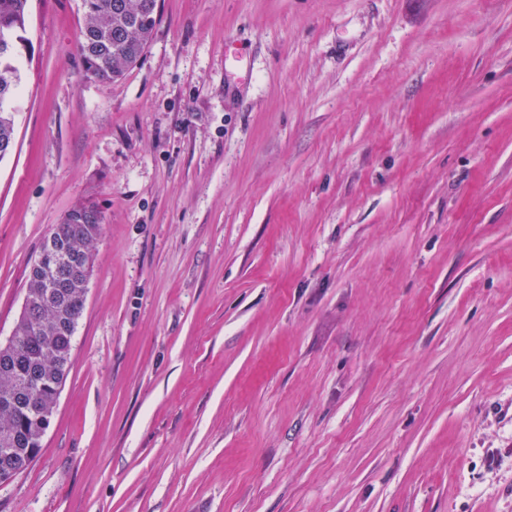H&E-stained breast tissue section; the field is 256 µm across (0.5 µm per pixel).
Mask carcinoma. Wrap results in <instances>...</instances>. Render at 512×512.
<instances>
[{"instance_id": "carcinoma-1", "label": "carcinoma", "mask_w": 512, "mask_h": 512, "mask_svg": "<svg viewBox=\"0 0 512 512\" xmlns=\"http://www.w3.org/2000/svg\"><path fill=\"white\" fill-rule=\"evenodd\" d=\"M29 0H0V150L13 149L11 103L20 83V47ZM84 23L77 51L87 73L105 83L121 79L142 59L158 20V0H81ZM104 215L74 206L55 224L30 267L22 312L13 336L0 344V470L25 473L41 448L72 360L94 251Z\"/></svg>"}]
</instances>
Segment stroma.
Masks as SVG:
<instances>
[{"label":"stroma","mask_w":512,"mask_h":512,"mask_svg":"<svg viewBox=\"0 0 512 512\" xmlns=\"http://www.w3.org/2000/svg\"><path fill=\"white\" fill-rule=\"evenodd\" d=\"M29 0L0 343L52 225L104 226L0 512H512V0H160L86 76Z\"/></svg>","instance_id":"stroma-1"}]
</instances>
